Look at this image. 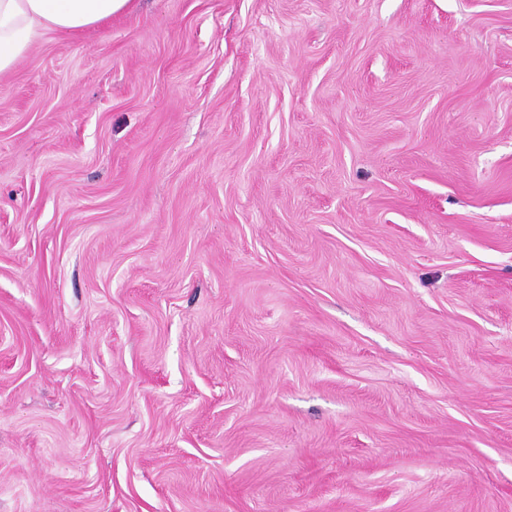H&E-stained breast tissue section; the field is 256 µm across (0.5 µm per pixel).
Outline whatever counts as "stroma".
<instances>
[{"instance_id": "1", "label": "stroma", "mask_w": 512, "mask_h": 512, "mask_svg": "<svg viewBox=\"0 0 512 512\" xmlns=\"http://www.w3.org/2000/svg\"><path fill=\"white\" fill-rule=\"evenodd\" d=\"M0 512H512V0H136L0 76Z\"/></svg>"}]
</instances>
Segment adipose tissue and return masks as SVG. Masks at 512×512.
Here are the masks:
<instances>
[{
	"label": "adipose tissue",
	"mask_w": 512,
	"mask_h": 512,
	"mask_svg": "<svg viewBox=\"0 0 512 512\" xmlns=\"http://www.w3.org/2000/svg\"><path fill=\"white\" fill-rule=\"evenodd\" d=\"M134 0H0V76L49 30L76 34L131 10Z\"/></svg>",
	"instance_id": "obj_1"
}]
</instances>
